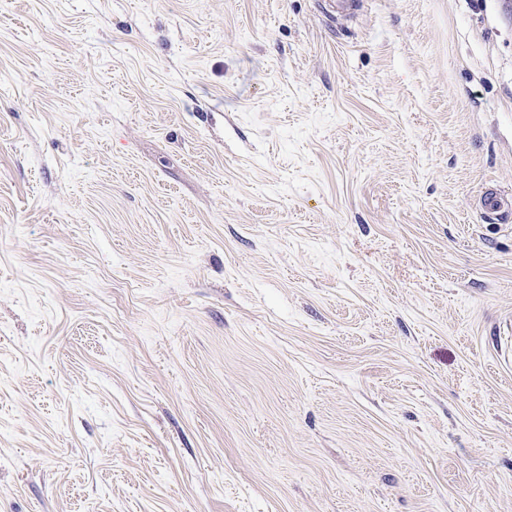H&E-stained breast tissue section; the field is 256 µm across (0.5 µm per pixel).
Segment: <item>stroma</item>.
<instances>
[{
    "label": "stroma",
    "mask_w": 512,
    "mask_h": 512,
    "mask_svg": "<svg viewBox=\"0 0 512 512\" xmlns=\"http://www.w3.org/2000/svg\"><path fill=\"white\" fill-rule=\"evenodd\" d=\"M0 0V512H512V0ZM482 207L488 215L496 216L502 221L508 220L512 214L510 200L493 190L483 196Z\"/></svg>",
    "instance_id": "obj_1"
}]
</instances>
